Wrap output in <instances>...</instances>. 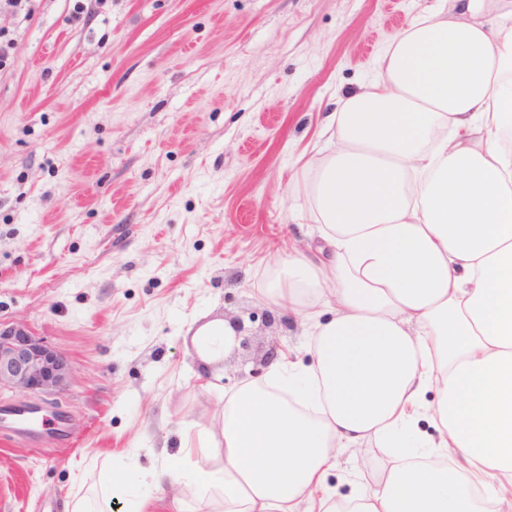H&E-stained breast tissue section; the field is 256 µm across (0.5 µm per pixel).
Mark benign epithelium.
I'll use <instances>...</instances> for the list:
<instances>
[{"label":"benign epithelium","instance_id":"obj_1","mask_svg":"<svg viewBox=\"0 0 512 512\" xmlns=\"http://www.w3.org/2000/svg\"><path fill=\"white\" fill-rule=\"evenodd\" d=\"M237 349L260 353L259 365L266 367L277 356V345L263 346L256 334L246 327L242 316L230 321ZM72 368L68 357L49 345L23 323H0V387L21 393L51 396L69 383Z\"/></svg>","mask_w":512,"mask_h":512}]
</instances>
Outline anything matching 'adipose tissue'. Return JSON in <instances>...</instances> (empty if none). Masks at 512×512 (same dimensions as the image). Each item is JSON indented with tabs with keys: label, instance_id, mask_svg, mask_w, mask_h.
I'll list each match as a JSON object with an SVG mask.
<instances>
[{
	"label": "adipose tissue",
	"instance_id": "obj_1",
	"mask_svg": "<svg viewBox=\"0 0 512 512\" xmlns=\"http://www.w3.org/2000/svg\"><path fill=\"white\" fill-rule=\"evenodd\" d=\"M451 3L326 113L302 173L316 244L261 290L310 361L225 392L210 465L188 466L183 427L147 474L180 488L175 512H512V0ZM375 448L371 484L328 487ZM113 492L105 463L66 512H112ZM353 472L351 464L347 462L346 457H341L338 461L336 469L330 472L328 476V484L341 493H348L352 488Z\"/></svg>",
	"mask_w": 512,
	"mask_h": 512
}]
</instances>
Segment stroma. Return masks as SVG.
<instances>
[{
	"mask_svg": "<svg viewBox=\"0 0 512 512\" xmlns=\"http://www.w3.org/2000/svg\"><path fill=\"white\" fill-rule=\"evenodd\" d=\"M437 0H28L0 12V321L64 352L61 442L0 436V512H64L111 459L112 512H173L158 440L208 429L251 363L198 330L271 307L305 237L321 119ZM224 377L206 390L205 372Z\"/></svg>",
	"mask_w": 512,
	"mask_h": 512,
	"instance_id": "1",
	"label": "stroma"
}]
</instances>
